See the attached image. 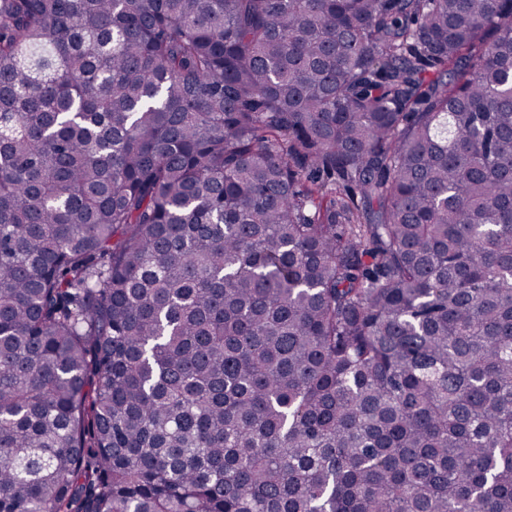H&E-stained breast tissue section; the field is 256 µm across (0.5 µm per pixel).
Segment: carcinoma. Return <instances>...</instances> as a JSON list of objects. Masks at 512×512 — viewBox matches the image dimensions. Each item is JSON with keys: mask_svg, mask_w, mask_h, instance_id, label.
Returning <instances> with one entry per match:
<instances>
[{"mask_svg": "<svg viewBox=\"0 0 512 512\" xmlns=\"http://www.w3.org/2000/svg\"><path fill=\"white\" fill-rule=\"evenodd\" d=\"M0 512H512V0H0Z\"/></svg>", "mask_w": 512, "mask_h": 512, "instance_id": "obj_1", "label": "carcinoma"}]
</instances>
